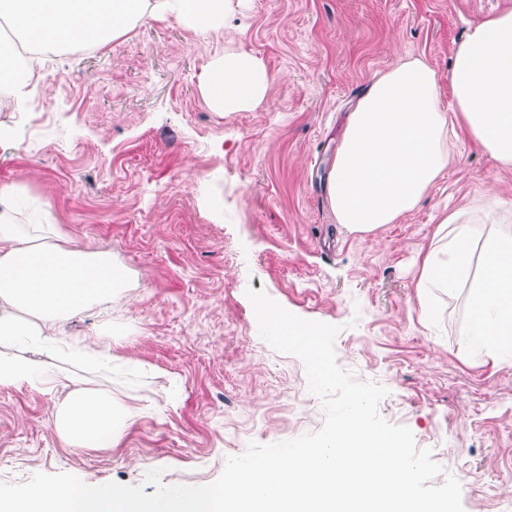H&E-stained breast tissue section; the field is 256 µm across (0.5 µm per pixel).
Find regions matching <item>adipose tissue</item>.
<instances>
[{
    "label": "adipose tissue",
    "instance_id": "adipose-tissue-1",
    "mask_svg": "<svg viewBox=\"0 0 512 512\" xmlns=\"http://www.w3.org/2000/svg\"><path fill=\"white\" fill-rule=\"evenodd\" d=\"M230 0H0V22L44 35L75 37L93 45L136 24L174 18L199 31L224 23ZM274 83L264 64L240 50L212 64L201 86L217 112L258 107ZM451 111H444L434 70L424 60L395 64L375 77L341 132L328 179V197L339 224L369 233L414 210L452 161L460 132L512 170V10L468 28L456 46L449 74ZM20 190L0 185V345L25 338L51 356L62 351L88 364L98 351L68 346L61 327L83 311L110 303L128 276L111 253L78 247L57 225L29 215L19 223ZM464 212L444 213L423 259L420 302L432 288L454 291L472 283L468 347L490 348L512 360V227L493 229L476 244ZM39 381L52 388L57 375L29 359L0 353V387ZM136 411L111 394L74 380L58 405L54 427L73 448H108L132 424Z\"/></svg>",
    "mask_w": 512,
    "mask_h": 512
}]
</instances>
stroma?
<instances>
[{"label":"stroma","instance_id":"35a3bbf8","mask_svg":"<svg viewBox=\"0 0 512 512\" xmlns=\"http://www.w3.org/2000/svg\"><path fill=\"white\" fill-rule=\"evenodd\" d=\"M512 0H234L219 30L176 20L95 45L49 51L41 89H0V184L24 212L60 225L131 273L112 318L65 327L77 342L112 336L111 363L75 366L137 408L108 448H72L54 428L67 390L0 387V480L69 473L88 484L207 485L249 443L318 431L322 403L303 362L259 334L247 290L337 326L339 366L388 393L387 422L411 430L462 488L464 512H512V361L466 344L469 287L416 286L444 211L486 197L512 225V172L459 137L454 160L396 223L351 233L325 183L340 131L373 76L419 57L448 73L467 29ZM239 48L274 79L249 112H216L200 84Z\"/></svg>","mask_w":512,"mask_h":512}]
</instances>
